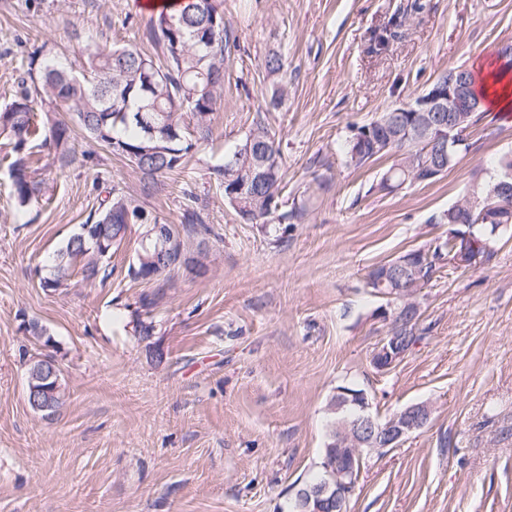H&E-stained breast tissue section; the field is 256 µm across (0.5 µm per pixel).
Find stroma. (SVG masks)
<instances>
[{
    "label": "stroma",
    "instance_id": "1",
    "mask_svg": "<svg viewBox=\"0 0 512 512\" xmlns=\"http://www.w3.org/2000/svg\"><path fill=\"white\" fill-rule=\"evenodd\" d=\"M401 11L400 37L374 50ZM151 18L142 0H0V109L43 45L63 60L97 44L161 59L142 37ZM224 26V96L183 172L143 190L129 161L75 135L161 222L202 210L212 234L185 241L200 267L131 279L134 224L107 281L76 272L68 287L42 288L48 256L97 206L93 174L48 168L47 199L19 211L0 135V512H287L322 460L345 383L383 419L432 406L423 429L367 456L348 512H512V232L480 267L433 275L417 296L424 334L386 373L371 355L387 302L364 286L373 266L447 238L449 206L512 152V112L485 111L470 150L429 185L379 191L392 157L356 169L344 152L356 127L448 69L495 59L512 42V0H224ZM273 52L288 62L275 107ZM259 123L280 143L284 201L312 197L301 223H239L210 177ZM156 293L147 342L133 320ZM32 319L50 346L23 332ZM42 353L66 391L51 420L26 399L24 357Z\"/></svg>",
    "mask_w": 512,
    "mask_h": 512
}]
</instances>
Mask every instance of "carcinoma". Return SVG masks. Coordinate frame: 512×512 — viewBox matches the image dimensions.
<instances>
[{
  "mask_svg": "<svg viewBox=\"0 0 512 512\" xmlns=\"http://www.w3.org/2000/svg\"><path fill=\"white\" fill-rule=\"evenodd\" d=\"M224 33L222 0H188L179 11L157 14L143 33L165 49L164 58L158 61L133 48L105 46L88 53L76 70L42 50L34 51L27 69L17 79L13 99L0 110V133L7 134L13 144L9 177L17 210L27 209L46 193L45 166L36 159L37 150L47 151L51 164L61 169L75 164L89 170L96 167L90 151L77 149L76 127L87 139L127 159L145 188L155 187L158 178L183 169L197 141L208 138L209 116L224 94ZM186 114L195 120V138L184 124ZM402 152H413L419 160L409 184L427 185L443 176L427 164L428 152L419 144L390 142L384 136L362 144L351 139L346 145V155L355 168L386 155L394 157L393 165L382 177L384 189L395 188L400 178L393 171ZM260 159L268 162L266 178L241 189L242 180ZM211 175L222 189L224 202L243 224H264L274 213L279 223L295 224L306 214V204L295 200L290 209L279 211L282 155L280 143L266 127L251 130L230 159L211 167ZM93 181L104 196L79 230L48 258L49 274L41 281L44 288L67 287L77 267L87 282L106 281L112 276L110 257L96 259L95 245L102 242L108 248H118L132 224H141L147 231L160 227L152 234L148 250L137 248L141 255L128 268V275L134 279L150 280L176 268L171 262L157 264V242L179 252L180 232L212 234L211 227L195 211L184 216L180 230L173 224L159 223L157 217L134 204L124 188L104 185L100 172H95ZM447 252H452L448 239L441 253L436 247L416 249L419 266L407 271L400 284L420 291ZM382 268L381 264L374 266L367 277L371 278V291L387 297L391 304L395 302L390 297L392 283L376 277ZM23 330L38 342L47 345L52 341L47 328L37 320L25 323ZM356 412L351 404L331 412L326 443H332L336 424L352 419ZM335 463L336 449H324L321 470L313 473L302 489L324 483L328 467Z\"/></svg>",
  "mask_w": 512,
  "mask_h": 512,
  "instance_id": "obj_1",
  "label": "carcinoma"
}]
</instances>
